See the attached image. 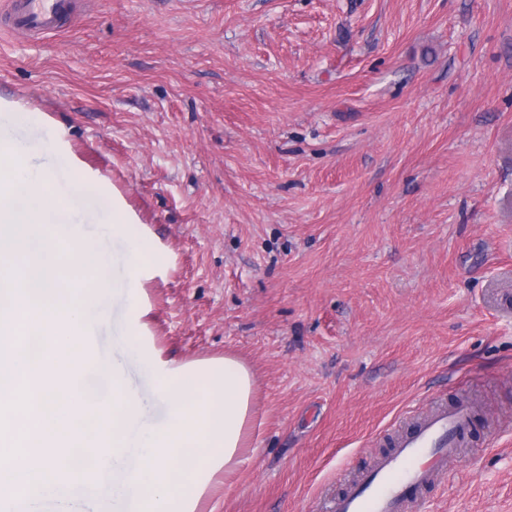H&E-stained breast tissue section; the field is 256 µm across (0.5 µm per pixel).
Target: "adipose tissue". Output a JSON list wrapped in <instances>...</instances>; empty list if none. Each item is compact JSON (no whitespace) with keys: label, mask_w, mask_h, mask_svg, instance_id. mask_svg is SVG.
<instances>
[{"label":"adipose tissue","mask_w":512,"mask_h":512,"mask_svg":"<svg viewBox=\"0 0 512 512\" xmlns=\"http://www.w3.org/2000/svg\"><path fill=\"white\" fill-rule=\"evenodd\" d=\"M54 170L31 166L0 140V462L9 465L0 512L87 497L102 512H200L258 454L254 374L230 353L158 360L140 293L111 277L107 253L72 221L92 185L73 173L61 198ZM108 224L124 244L129 278L146 274L157 254L127 212L113 206ZM121 296L120 350L165 408L153 424L122 364L85 351V327Z\"/></svg>","instance_id":"adipose-tissue-1"}]
</instances>
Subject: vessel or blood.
Instances as JSON below:
<instances>
[{
  "label": "vessel or blood",
  "mask_w": 512,
  "mask_h": 512,
  "mask_svg": "<svg viewBox=\"0 0 512 512\" xmlns=\"http://www.w3.org/2000/svg\"><path fill=\"white\" fill-rule=\"evenodd\" d=\"M75 12V0H8L0 12V28L40 40L64 31ZM471 417V402L462 398L399 433L391 452L360 471L332 500L331 512H407L413 499L456 456L457 439L467 431Z\"/></svg>",
  "instance_id": "1"
}]
</instances>
